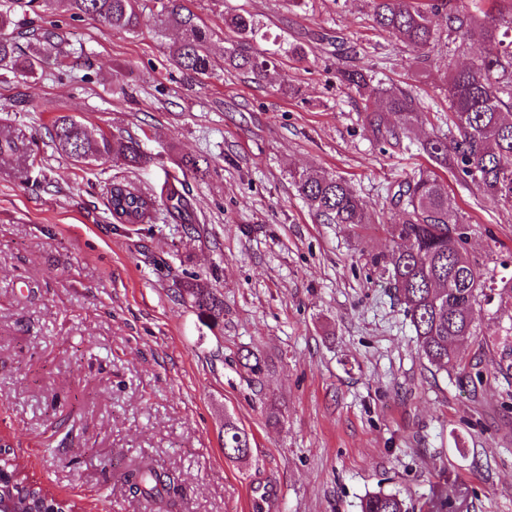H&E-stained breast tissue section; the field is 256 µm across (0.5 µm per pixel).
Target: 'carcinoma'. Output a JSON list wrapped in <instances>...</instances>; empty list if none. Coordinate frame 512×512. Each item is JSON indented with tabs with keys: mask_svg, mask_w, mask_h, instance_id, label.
Returning a JSON list of instances; mask_svg holds the SVG:
<instances>
[{
	"mask_svg": "<svg viewBox=\"0 0 512 512\" xmlns=\"http://www.w3.org/2000/svg\"><path fill=\"white\" fill-rule=\"evenodd\" d=\"M473 8L455 0H368L372 27L387 33L416 53L420 60L441 38L431 15L446 17L448 38L461 50L476 36L483 54L468 68L448 62L445 92L448 115L445 133L433 132L411 142L405 150L421 155L430 168L420 170L398 184L391 201L400 208L398 221L388 225L395 246L374 259L383 278L414 327L418 354L438 369L459 365L458 348L477 334L476 320L489 301L487 280L467 250L470 225L448 193L440 171L454 169L480 192L512 208V0H472ZM76 15L96 17L111 29L138 32L143 28L138 0H66ZM161 22L182 32V43L172 65L191 79L211 74L214 61L207 43L208 30L180 0H158ZM11 8L0 10V71L32 77L65 41L54 25L30 32L27 47L19 45L5 29L15 25ZM224 27L240 41L253 40L259 22L250 13H228ZM224 64L261 81L275 66L269 50L245 52L231 49ZM342 81L364 101L365 121L377 139L400 142L416 122H431L433 109L421 104L412 91L388 93L374 84L371 70L352 65L339 70ZM48 134L57 152L73 164L110 160L123 169H137L151 160L138 141L94 132L70 115L55 117ZM34 142L0 131V164L20 153H32ZM298 195L321 224H373L349 183L316 170L292 174ZM107 206L118 224H148L156 211V199L112 178L107 187ZM167 211L179 218L190 215L191 200L175 189L166 197ZM179 296L191 301L198 317L210 326L224 322V302L209 288L186 281ZM248 434L230 420L224 421V454L229 458L249 453ZM10 477L0 482V505L8 512H70L73 505L57 499L47 488L31 482L19 458L10 454L0 461ZM131 494L151 503L166 484L154 471L135 469L128 474ZM362 512H404L403 500L392 493H376L362 504Z\"/></svg>",
	"mask_w": 512,
	"mask_h": 512,
	"instance_id": "obj_1",
	"label": "carcinoma"
}]
</instances>
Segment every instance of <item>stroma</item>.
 I'll list each match as a JSON object with an SVG mask.
<instances>
[{
    "instance_id": "obj_1",
    "label": "stroma",
    "mask_w": 512,
    "mask_h": 512,
    "mask_svg": "<svg viewBox=\"0 0 512 512\" xmlns=\"http://www.w3.org/2000/svg\"><path fill=\"white\" fill-rule=\"evenodd\" d=\"M210 29L213 74L170 64L180 34L140 0L141 32L72 16L35 0L17 18L57 24L63 65L0 76V125L35 137L38 157L0 168V437L30 478L81 512H360L393 493L426 512L442 490L461 512H512V376L476 380V361L512 347V291L498 289L451 372L416 353V336L375 257L393 241L382 224H321L291 173L347 180L367 208L396 218L385 187L418 163L377 143L363 105L337 77L334 39L356 47L384 89L406 88L447 110L448 56L419 64L372 30L364 0H183ZM247 11L275 46L276 68L254 81L225 68L238 46L228 12ZM306 62L290 54L295 45ZM94 131L132 135L152 160L127 181L190 197L188 219L157 209L149 224H116L101 160L62 158L46 135L59 114ZM210 162L202 178L183 159ZM449 194L471 226L469 253L486 278L512 277V208L458 173ZM224 301L207 327L179 284ZM253 352L261 375L244 366ZM250 438L224 454V422ZM149 468L172 491L145 507L124 480Z\"/></svg>"
}]
</instances>
